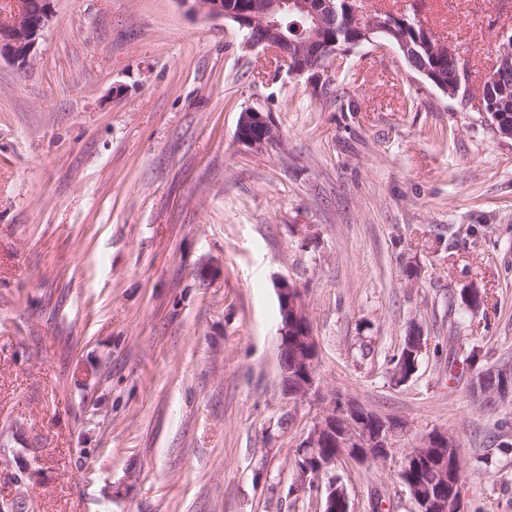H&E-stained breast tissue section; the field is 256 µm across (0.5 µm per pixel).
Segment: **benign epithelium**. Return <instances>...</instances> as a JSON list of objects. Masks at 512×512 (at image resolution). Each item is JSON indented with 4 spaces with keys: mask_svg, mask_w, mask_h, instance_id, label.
<instances>
[{
    "mask_svg": "<svg viewBox=\"0 0 512 512\" xmlns=\"http://www.w3.org/2000/svg\"><path fill=\"white\" fill-rule=\"evenodd\" d=\"M51 0H12V7L0 11V60L5 58L21 67L30 63L44 30L52 18ZM194 13L211 18H227L234 21L250 46H266V49L287 57L282 49L265 45L258 41L259 29L276 31L280 29L278 17L285 13H297L310 23L304 32L305 45L310 50L311 60L303 57L291 62L290 71L297 74L325 71L329 59L341 55L349 48L340 47L334 40L322 35V15L324 9H333V0H260L259 6L250 12L241 11L233 0H182ZM347 13L354 16V27L358 32L349 41L352 46L371 43L381 47L386 42L396 41L406 50L411 46L408 35L402 28L407 23L399 14L385 12L368 21L360 19V13L352 3ZM424 49L432 52H447L456 62L454 78L442 82L426 67L417 69V74L432 81L433 85L450 97L458 96L464 88H469L466 65L457 50L438 38L426 25H421ZM502 47L498 60L488 73L485 81L489 85L512 86V64ZM484 118L493 133L501 138L512 139V123L504 122L512 110V97L497 100L490 96L482 104ZM237 140L256 150H265L277 144L278 135L270 116L258 109L248 108L240 114L236 130ZM281 302L282 320L280 327V353L286 355L289 337H297L304 346L303 353L292 361L291 367H283L284 380H294L290 394L304 396L314 383L313 369L318 357V344L306 316L302 294L299 289L282 281L277 285ZM500 379L496 397L500 401L512 399V361L502 363L492 370ZM403 430L401 422L393 417L377 415L352 400L336 403L323 412L301 444L304 459L296 468L297 487L317 483L319 477L336 464V457L344 456L355 461H384L395 447V438ZM406 457L413 460L414 468L420 463L430 462L435 479L425 487L409 486L417 512H464L465 490L461 484L462 466L459 445L446 431L435 430L421 436Z\"/></svg>",
    "mask_w": 512,
    "mask_h": 512,
    "instance_id": "7a95c632",
    "label": "benign epithelium"
}]
</instances>
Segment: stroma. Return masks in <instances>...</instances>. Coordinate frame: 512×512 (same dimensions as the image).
<instances>
[{
  "label": "stroma",
  "mask_w": 512,
  "mask_h": 512,
  "mask_svg": "<svg viewBox=\"0 0 512 512\" xmlns=\"http://www.w3.org/2000/svg\"><path fill=\"white\" fill-rule=\"evenodd\" d=\"M417 8L472 88L512 0ZM26 67L0 60V503L14 512H322L296 451L339 399L405 424L383 462L341 459L350 512H415L416 439L461 449L465 512H512V401L472 369L512 360V139L365 43L292 74L181 0H53ZM269 113L279 141L235 138ZM300 289L314 386L289 395L276 285ZM471 288L488 296L466 308ZM420 329L406 382L391 360ZM237 140L256 150L276 145L278 135L270 116L255 108L241 112L236 130Z\"/></svg>",
  "instance_id": "1"
}]
</instances>
